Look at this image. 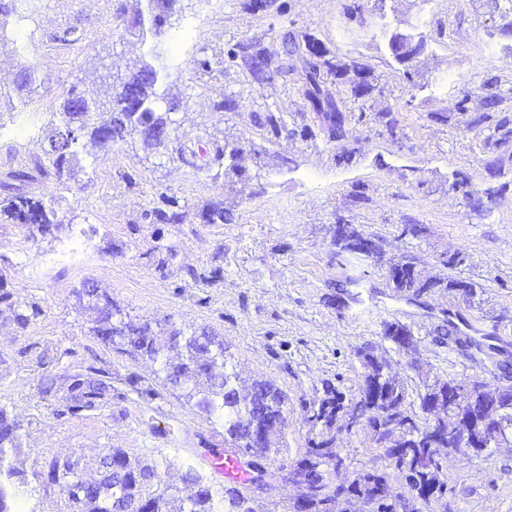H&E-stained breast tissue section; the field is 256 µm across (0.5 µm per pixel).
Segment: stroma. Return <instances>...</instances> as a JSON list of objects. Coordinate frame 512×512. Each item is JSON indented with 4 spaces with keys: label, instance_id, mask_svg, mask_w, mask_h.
<instances>
[{
    "label": "stroma",
    "instance_id": "35a3bbf8",
    "mask_svg": "<svg viewBox=\"0 0 512 512\" xmlns=\"http://www.w3.org/2000/svg\"><path fill=\"white\" fill-rule=\"evenodd\" d=\"M243 2L181 0L188 33L173 28L146 47L107 35L115 0H33L0 42V87H11L20 66L41 69L40 85L0 115L15 129L0 138V183L26 172L19 191L55 196L61 219L44 235L0 223V408L19 426L7 463L28 484L26 512H89L47 482L49 465L70 462L79 479L93 481L113 449L156 465L162 485L182 498L193 491L183 480L189 470L214 489L225 485L199 461L201 449L224 447L223 418L187 401L190 383H167L161 361L98 338L99 312L85 294L92 286L122 319L187 335L208 329L241 381H267L285 394L282 443L268 457L266 485L251 494L256 512H293L299 489L282 474L314 434L307 410L328 384L357 394L362 347L415 390L491 376L477 349L437 341L434 330L447 319L512 363V138L487 145L486 126L468 123L495 92L493 117L512 129V37L500 35L487 0H366L361 21L347 14L355 0H270L256 13ZM69 27L77 40L57 41ZM301 33L349 65L346 81L356 80L358 64L374 85L365 119L347 121L339 139H329L298 81L256 82L237 55L256 42L279 57L285 35ZM397 33L423 37V52L397 59L389 46ZM150 49L178 58L168 79L181 98L170 114L173 135L210 152L238 148L240 177H225L219 165L193 172L136 137L109 149L85 145L76 179H43L37 168L68 90L93 84L108 66H134ZM203 56L211 71L196 68ZM227 96L237 111L216 109ZM386 111L399 122L398 137L377 118ZM457 179L494 192L489 211H472L451 187ZM165 195L185 209V223L152 222ZM219 199L231 223H203L202 211ZM340 219L378 241L381 257L338 254ZM407 224L423 234H403ZM457 250L468 260L454 274L482 288L481 309L445 291L411 300L390 288L389 267L402 257L442 275L443 257ZM29 304L38 313L19 326L15 312ZM394 322L411 330L414 351L385 339ZM80 377L111 383V398L76 407ZM339 446L347 468L336 481L381 463L369 427L341 433ZM442 475L448 495L431 500L429 512H512V446L447 458Z\"/></svg>",
    "mask_w": 512,
    "mask_h": 512
}]
</instances>
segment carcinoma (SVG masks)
I'll return each mask as SVG.
<instances>
[{
  "mask_svg": "<svg viewBox=\"0 0 512 512\" xmlns=\"http://www.w3.org/2000/svg\"><path fill=\"white\" fill-rule=\"evenodd\" d=\"M30 0H0V39L5 34L13 18L26 12ZM140 6L131 10L124 3L116 4L113 21L109 30L120 35H134L147 42L164 33L177 19L179 0H138ZM243 58L250 75L259 82L273 83L301 70L303 96L315 112L331 139L342 137L344 124L349 120L348 98L335 93L332 87L339 85L344 77V67L327 58V50L315 43L310 34L301 37L289 35L284 39V57L274 59L257 44L242 47ZM157 55L149 51V57L124 73L120 82L109 86V90L80 89L73 87L57 112L59 122L49 135V149L45 150L44 163L40 171L48 179L64 183L76 178L78 173V149L82 139L87 137L101 146L112 147L129 138L140 136L146 145L155 149H172L178 158L196 172L207 169L208 163L202 156L183 144L172 146V138L159 136L158 128L167 121L157 115L159 101L166 100L171 107L179 105V98L160 91L164 80L169 78L170 66L156 64ZM302 67H297L296 62ZM39 69L34 65L20 67L14 88L10 92L0 91V103L13 98L23 99L30 86L38 79ZM500 96L490 93L484 97L485 111L470 117L469 123L480 125L491 120L489 110L497 106ZM238 149L217 150L216 160L225 159L224 175H239L236 165ZM452 189L461 193L465 202L475 211L489 210L493 203L491 193L479 189L467 180H456ZM164 207L153 209L154 219L161 224H182L187 218L178 203L163 198ZM19 224L28 229L42 232L54 224L61 223L56 199L33 200L23 194L11 192L0 196V219ZM206 224H224L232 220L231 213L224 208V200L212 202L202 214ZM364 234L353 225H344L342 235L335 238L339 252L358 253L357 242ZM393 290L409 298H419L436 288H446L460 294L470 308H480L483 291L475 283L458 278L424 276L409 263L401 275L388 277ZM97 336L108 344L121 339L134 351L150 358L159 357L166 349L177 353V362L163 363L166 380L180 383L195 379L196 386L187 393L188 399L196 400V406L206 413H219L224 416V432L233 445L241 444L253 433H262L263 438L254 441L249 449L256 463L262 465L268 458L270 449L281 440L284 424L285 396L273 384L256 381L249 391L243 393L236 385V375L227 370L224 359V343L205 331L185 336L180 331L166 335L154 331L148 324L131 321H118L113 324L110 315L102 316L97 327ZM362 359L363 382L357 397L347 399L336 388L326 386L324 395L310 409L308 421L313 426H321L316 438L308 441L303 458L292 468L302 478V483L314 487L325 479L323 463L336 458V436L341 432L348 408L354 404H365L379 410L371 418L373 428L384 441L385 447L380 458L385 464L379 468L361 472L352 482L336 488L345 499L358 498L374 502L375 512H391L387 493L394 479L402 473L404 464L412 483L421 493L445 497L448 484L441 477V469L428 461L438 448H449L448 428L465 419L472 405L482 408L488 424H493L496 416L511 411L512 406L505 399H495L481 394L474 401L466 400L458 404L451 413L434 420L431 425L423 422L421 415L426 408L436 403L441 389L460 383L457 378L437 380L424 386L417 393L418 401L410 400L409 386L404 379L390 370L388 363L373 354L369 349L359 352ZM80 394L75 401L83 407L112 395V385L101 380H88L78 383ZM19 438L16 423L0 411V512H12L9 502L24 493V482L18 479V472L3 468L9 450L16 447ZM103 478L94 483H86L70 478L71 468L67 464L55 462L51 465L47 479L53 483L64 482L75 496L92 506V512H105L112 507L115 499H138L153 504L152 512H160L159 506L170 505L167 490L156 482L157 468L154 465L133 462L120 449L106 455L101 461ZM184 480L197 487L187 499L179 500L174 512H217L214 507L215 495L201 484L194 471H188ZM224 502L222 512H255L251 500L238 488L224 489L221 494ZM294 512H329L325 498L312 495H299L294 502Z\"/></svg>",
  "mask_w": 512,
  "mask_h": 512,
  "instance_id": "1",
  "label": "carcinoma"
}]
</instances>
